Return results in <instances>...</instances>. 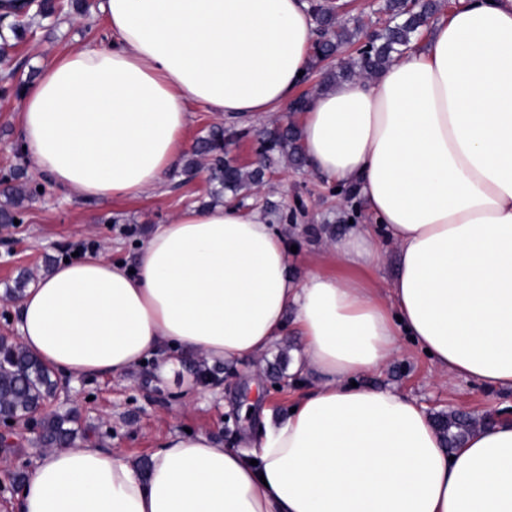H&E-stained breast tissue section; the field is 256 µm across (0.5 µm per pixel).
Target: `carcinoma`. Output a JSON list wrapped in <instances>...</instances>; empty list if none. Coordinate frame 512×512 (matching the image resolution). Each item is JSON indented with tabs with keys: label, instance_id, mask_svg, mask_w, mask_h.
<instances>
[{
	"label": "carcinoma",
	"instance_id": "cac0c4a2",
	"mask_svg": "<svg viewBox=\"0 0 512 512\" xmlns=\"http://www.w3.org/2000/svg\"><path fill=\"white\" fill-rule=\"evenodd\" d=\"M310 10L321 26L322 38L315 43L311 63L317 65L326 58L337 55L347 46L365 40L364 50L335 70L322 73L319 90L332 83L364 77H375L393 60L394 56L410 47L421 29L441 9L439 0H421L412 8L408 0H383L380 12L388 16V22L378 31L367 34L356 22H340L328 0H310ZM64 4L60 0H41L37 10L29 14L15 15L9 29L17 41L26 39L41 27V21L61 14ZM11 44L0 33V97L3 99L19 94L24 81L18 77V66L12 65L9 55ZM238 131L222 124L210 126L199 136L185 160L179 175L193 178L200 171L207 172L209 195L217 201L231 193L238 203L252 197L263 183L266 171L273 168L280 158L289 159L295 167L306 165L300 143L299 129L292 125H272L259 133L256 166L247 168L231 164L224 156L226 141ZM0 182L5 183L0 194V224L23 221L24 202L39 192V185L32 183L20 167L0 171ZM57 382L50 369L31 355L22 345L0 336V419L40 414L36 420L38 432L35 443L40 448H70L80 435L75 418L68 412L47 410V404L55 397ZM476 425L471 416L453 413L437 421L448 447L462 443L466 432Z\"/></svg>",
	"mask_w": 512,
	"mask_h": 512
}]
</instances>
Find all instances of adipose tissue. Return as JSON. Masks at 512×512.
I'll return each mask as SVG.
<instances>
[{"label": "adipose tissue", "instance_id": "1", "mask_svg": "<svg viewBox=\"0 0 512 512\" xmlns=\"http://www.w3.org/2000/svg\"><path fill=\"white\" fill-rule=\"evenodd\" d=\"M99 7L111 41L56 54L19 113L32 169L88 201L159 189L192 105L265 118L309 69L307 0ZM301 131L309 170L354 186L373 220L330 248L348 275L293 279L268 216L228 202L159 225L134 266L60 263L15 311L22 346L67 375L254 358L289 332L315 387L295 412L264 410L245 450L173 434L145 469L94 443L41 452L18 512H512L511 421L450 449L415 400L352 384L409 341L439 372L512 390V0H467L375 78L313 94ZM389 243L381 290L358 272Z\"/></svg>", "mask_w": 512, "mask_h": 512}]
</instances>
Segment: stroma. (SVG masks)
<instances>
[{
	"mask_svg": "<svg viewBox=\"0 0 512 512\" xmlns=\"http://www.w3.org/2000/svg\"><path fill=\"white\" fill-rule=\"evenodd\" d=\"M109 26L98 7L79 15L72 8L60 14L52 34L18 42L10 51L21 72L41 68L63 50L100 42ZM20 98L0 100V168L27 163L18 128ZM44 194L27 201L22 224H0V336L16 337L14 308L4 297L21 271L41 276L48 261L71 258L77 243H93L126 265L149 234L184 207L209 205L204 176L183 181L169 175L163 189L137 198L106 202L84 201L45 183ZM270 204L271 222L294 251L288 256L294 278L305 276L310 263L336 241L350 223L363 224L367 216L359 197L335 191L308 170L279 164L259 191ZM299 348L288 335L259 358L215 362L195 355H179L166 377L147 360L122 378L59 380L51 408L76 409L80 427L90 429L93 441L104 448L120 449L145 466L154 451L172 434L204 432L227 448L250 447L259 415L248 413L243 394L257 382L256 406L286 410L299 396L311 391L315 379H292L291 364ZM214 372V383H201L199 368ZM358 384L388 386L424 404L432 418L462 411L478 418H504L512 414V392L438 374L429 359L412 344L379 373L358 377ZM31 431L18 435L15 444L0 447V512H10L14 477L27 473L38 452Z\"/></svg>",
	"mask_w": 512,
	"mask_h": 512,
	"instance_id": "obj_1",
	"label": "stroma"
}]
</instances>
